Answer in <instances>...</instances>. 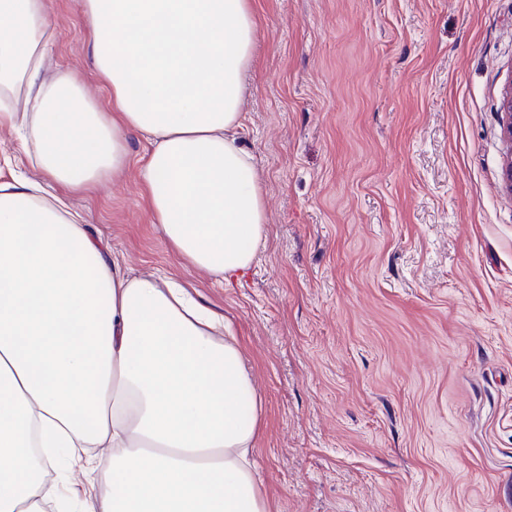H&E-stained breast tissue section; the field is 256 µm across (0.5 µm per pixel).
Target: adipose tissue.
Here are the masks:
<instances>
[{"label":"adipose tissue","mask_w":512,"mask_h":512,"mask_svg":"<svg viewBox=\"0 0 512 512\" xmlns=\"http://www.w3.org/2000/svg\"><path fill=\"white\" fill-rule=\"evenodd\" d=\"M111 112L46 78V0H0V128L44 183L0 180V512H274L252 456L262 401L224 316L167 277H131L67 198L146 144L154 223L232 283L267 240L237 142L255 55L251 0H82ZM84 464L85 493L45 476Z\"/></svg>","instance_id":"ef3b65f1"}]
</instances>
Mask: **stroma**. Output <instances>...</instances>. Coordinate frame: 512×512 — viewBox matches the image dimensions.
<instances>
[{
  "label": "stroma",
  "instance_id": "35a3bbf8",
  "mask_svg": "<svg viewBox=\"0 0 512 512\" xmlns=\"http://www.w3.org/2000/svg\"><path fill=\"white\" fill-rule=\"evenodd\" d=\"M81 0H47L50 71L110 93ZM242 147L269 226L233 287L153 224L137 157L74 197L132 277L227 316L277 512H512V194L499 106L512 0H252Z\"/></svg>",
  "mask_w": 512,
  "mask_h": 512
}]
</instances>
